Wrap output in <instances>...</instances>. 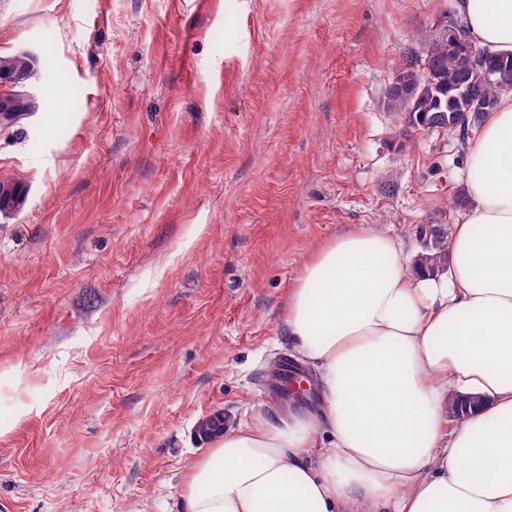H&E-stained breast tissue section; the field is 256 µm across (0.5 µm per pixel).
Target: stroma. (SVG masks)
<instances>
[{
	"instance_id": "1",
	"label": "stroma",
	"mask_w": 512,
	"mask_h": 512,
	"mask_svg": "<svg viewBox=\"0 0 512 512\" xmlns=\"http://www.w3.org/2000/svg\"><path fill=\"white\" fill-rule=\"evenodd\" d=\"M453 0H0L51 101L0 125V512H181L197 422L294 351L288 290L366 225L410 256L469 199L468 142L389 92Z\"/></svg>"
}]
</instances>
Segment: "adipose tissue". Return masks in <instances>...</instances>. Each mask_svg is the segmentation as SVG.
<instances>
[{
  "label": "adipose tissue",
  "instance_id": "1",
  "mask_svg": "<svg viewBox=\"0 0 512 512\" xmlns=\"http://www.w3.org/2000/svg\"><path fill=\"white\" fill-rule=\"evenodd\" d=\"M512 55V0H454ZM449 266L367 226L321 243L288 291L315 409L258 412L188 467L183 512H512V91L468 149ZM474 397L461 419L448 403Z\"/></svg>",
  "mask_w": 512,
  "mask_h": 512
}]
</instances>
